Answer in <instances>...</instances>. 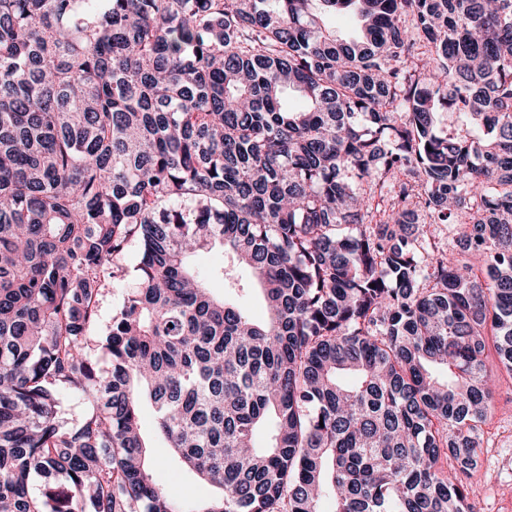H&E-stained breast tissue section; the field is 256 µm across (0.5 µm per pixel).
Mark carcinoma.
<instances>
[{
    "label": "carcinoma",
    "instance_id": "cac0c4a2",
    "mask_svg": "<svg viewBox=\"0 0 512 512\" xmlns=\"http://www.w3.org/2000/svg\"><path fill=\"white\" fill-rule=\"evenodd\" d=\"M490 343L512 372V0H0V512H476ZM136 253V248H132L123 262L128 269L126 280L119 286L112 285V279H109L107 282L100 311V324L102 326L109 323L112 317V310L119 303L124 288H129L134 281L135 273L133 272V267L136 264ZM221 262L222 254L218 249L199 252L191 257V264L196 274L207 281L210 288H214L216 292L224 290V283L213 277L214 268ZM141 427L153 448H148L154 460V479L167 494L186 505L207 498L211 488L189 473L178 470L170 461L168 448L156 438V420L151 404L141 403Z\"/></svg>",
    "mask_w": 512,
    "mask_h": 512
}]
</instances>
